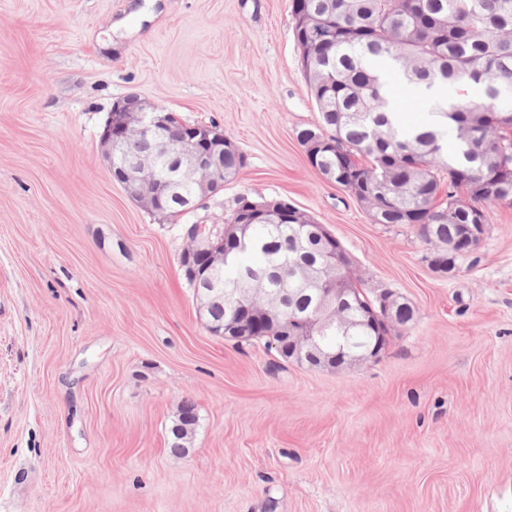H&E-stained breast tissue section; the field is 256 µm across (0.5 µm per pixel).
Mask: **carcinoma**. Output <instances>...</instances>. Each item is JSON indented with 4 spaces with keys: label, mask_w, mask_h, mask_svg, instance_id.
<instances>
[{
    "label": "carcinoma",
    "mask_w": 512,
    "mask_h": 512,
    "mask_svg": "<svg viewBox=\"0 0 512 512\" xmlns=\"http://www.w3.org/2000/svg\"><path fill=\"white\" fill-rule=\"evenodd\" d=\"M311 11L309 48L316 54L304 76L319 120L300 129L305 145L320 134L336 147L319 157V172L345 165L363 183L357 201L379 224H418L434 244L431 265L440 273L456 269L465 225L488 223L487 208L512 202V109L501 108L493 91L512 88V0H305ZM398 70L407 87L427 90L471 86L482 95L463 96L439 106L432 121L405 130L385 112L386 68ZM452 133L455 147L444 152ZM153 151L159 182L169 178V157L138 139L112 150L121 165ZM245 165L236 148L224 151L223 183ZM201 204L191 184L174 186L164 215L182 219L190 201ZM258 224L225 259L210 263L209 252L181 260L188 281L203 272L216 279L197 300L207 328H221L240 315V306L260 296L275 299L276 321L256 326L243 320L234 342H268L278 328L295 326L314 305L318 288H363L347 282L341 269L319 274L324 264L311 225ZM356 325L352 335L363 347L374 332L362 324L355 305L342 308ZM195 403L181 401L169 427V451L184 455L198 427Z\"/></svg>",
    "instance_id": "carcinoma-1"
}]
</instances>
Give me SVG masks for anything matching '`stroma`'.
<instances>
[{
    "instance_id": "obj_1",
    "label": "stroma",
    "mask_w": 512,
    "mask_h": 512,
    "mask_svg": "<svg viewBox=\"0 0 512 512\" xmlns=\"http://www.w3.org/2000/svg\"><path fill=\"white\" fill-rule=\"evenodd\" d=\"M291 0H0V512H512V203L436 272L310 166ZM136 94L215 123L238 176L170 223L100 135ZM285 197L409 301L373 363L311 370L212 334L181 255ZM187 455L168 449L182 399ZM199 417L195 403L190 399L181 401L178 413L169 427V451L175 455H185L198 427ZM180 434H177L176 431Z\"/></svg>"
}]
</instances>
